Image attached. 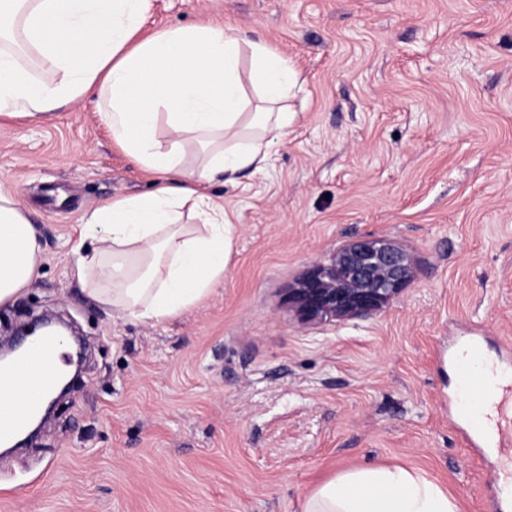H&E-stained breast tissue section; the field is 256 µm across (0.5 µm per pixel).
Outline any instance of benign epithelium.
I'll list each match as a JSON object with an SVG mask.
<instances>
[{"label":"benign epithelium","mask_w":512,"mask_h":512,"mask_svg":"<svg viewBox=\"0 0 512 512\" xmlns=\"http://www.w3.org/2000/svg\"><path fill=\"white\" fill-rule=\"evenodd\" d=\"M410 255L384 238L362 237L318 264L292 289L304 321L341 320L386 306L411 280Z\"/></svg>","instance_id":"7a95c632"}]
</instances>
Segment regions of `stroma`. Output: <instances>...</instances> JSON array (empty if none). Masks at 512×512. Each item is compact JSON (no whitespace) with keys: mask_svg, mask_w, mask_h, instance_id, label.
Masks as SVG:
<instances>
[{"mask_svg":"<svg viewBox=\"0 0 512 512\" xmlns=\"http://www.w3.org/2000/svg\"><path fill=\"white\" fill-rule=\"evenodd\" d=\"M228 22L299 71L269 167L206 185L232 222L223 281L162 322L73 274L83 215L152 181L94 99L0 121V181L36 225L37 277L0 341L44 313L87 358L27 447L0 456V512H296L337 473L404 466L490 512L512 426L459 420L453 354L512 375V0H153L147 32ZM392 240L411 281L369 316L304 322L288 295L351 240Z\"/></svg>","mask_w":512,"mask_h":512,"instance_id":"stroma-1","label":"stroma"}]
</instances>
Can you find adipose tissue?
<instances>
[{
    "instance_id": "ef3b65f1",
    "label": "adipose tissue",
    "mask_w": 512,
    "mask_h": 512,
    "mask_svg": "<svg viewBox=\"0 0 512 512\" xmlns=\"http://www.w3.org/2000/svg\"><path fill=\"white\" fill-rule=\"evenodd\" d=\"M153 0H0L13 46L0 44V115L38 121L94 98L113 140L154 190L108 201L82 222L89 245L74 270L124 316H177L224 278L232 222L202 193L259 172L296 118L292 64L236 27L199 23L144 34ZM256 98H249L247 88ZM194 145L186 163L185 145ZM190 209L195 224L182 221ZM42 247L11 187L0 182V305L35 276ZM298 512H458L433 479L400 466L347 470L299 500Z\"/></svg>"
}]
</instances>
